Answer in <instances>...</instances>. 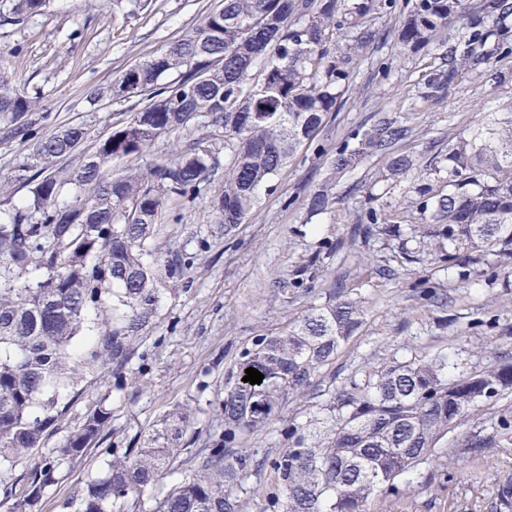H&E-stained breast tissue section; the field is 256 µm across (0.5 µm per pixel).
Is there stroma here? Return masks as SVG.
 Here are the masks:
<instances>
[{"instance_id":"stroma-1","label":"stroma","mask_w":512,"mask_h":512,"mask_svg":"<svg viewBox=\"0 0 512 512\" xmlns=\"http://www.w3.org/2000/svg\"><path fill=\"white\" fill-rule=\"evenodd\" d=\"M220 0H52L39 16L11 24L9 0H0V68L17 88L38 94L31 119L38 134L65 123L90 130L81 151L67 161L77 167L84 152L113 124L132 111L131 101L104 97L89 105L86 93L109 88L123 71L165 49L197 26ZM446 47L431 45L416 55L401 53L393 41L375 46L355 69L349 91L319 135L258 195L249 219L229 236L211 234L206 205L215 186L195 201L175 205L179 223H166L161 244H189L196 256L189 285L166 292L155 327L142 348L149 366L137 384L113 392L112 419L104 443L85 451L45 494L41 512H62V501L82 490L104 469V448L126 447L175 409L190 407L194 441L163 479L180 481L197 468L217 422L211 404L224 395V371L252 336L276 332L310 305L324 304L338 289L362 297L366 319L342 344L335 359L321 368V387L352 370L385 359L432 358L454 353L460 368L475 370L512 362V287L505 279L477 277L466 287L450 280L428 258L405 266L381 239L356 238L352 229L366 209L368 195L395 219L411 212L416 198L412 180L380 182L379 156L363 158L337 176L331 212L307 218L302 199L330 172V155L354 132L369 130L379 118L410 130L399 150L409 154L432 183L446 177L448 142L478 126L487 113L512 102V57L477 72H465L441 97L419 95L426 75L444 67ZM206 248H199V241ZM339 249L329 257L328 243ZM436 283L448 296L446 306L425 300L422 280ZM108 385L105 374L88 375L83 394H60L71 407L58 429L43 439L44 449L61 447L88 408ZM315 399L287 401L281 413L248 440L251 448L276 450L290 419L305 418ZM512 417V394L494 408L476 412L443 439L431 462L401 481L397 503L373 501L371 512H512V444L471 455L462 443L470 434L495 433L500 416Z\"/></svg>"}]
</instances>
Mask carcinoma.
Wrapping results in <instances>:
<instances>
[{
    "instance_id": "1",
    "label": "carcinoma",
    "mask_w": 512,
    "mask_h": 512,
    "mask_svg": "<svg viewBox=\"0 0 512 512\" xmlns=\"http://www.w3.org/2000/svg\"><path fill=\"white\" fill-rule=\"evenodd\" d=\"M17 21L42 14L50 0H11ZM397 0H221L192 30L127 68L112 84L117 99L143 106L112 127L70 171L63 161L89 129L66 124L42 136L15 180L26 199L0 222V482L12 512H40L47 490L86 449L98 445L112 412L106 390L70 431L61 448L39 453L45 432L70 404L59 391L106 370L125 389L162 295L187 287L193 264L186 249L156 252L171 202H191L214 173L212 145L196 141L145 167L111 175L114 160H137L161 137L203 117L224 135V184L209 201L212 223L228 235L250 216L258 190L313 138L348 90L356 62L380 39L377 19ZM399 11V10H397ZM512 0H406L395 45L413 53L446 37L448 65L429 73L424 97L443 92L464 71H479L512 55ZM262 65L259 78L252 69ZM176 75L172 83L162 79ZM37 100L0 70L4 138L31 135L26 116ZM407 129L389 119L351 135L331 157L332 175L349 171L367 153L386 158L382 177L408 173L413 159L395 148ZM448 178L436 191L417 188L416 217L399 225L374 207L353 235L396 242L397 259L433 263L463 284L486 260L497 276L512 259V102L479 127L448 143ZM71 200L62 202L65 185ZM335 204L324 183L303 200L311 216ZM362 301L346 297L312 305L276 334L261 333L239 349L224 371V397L215 402L220 431L209 436L202 464L162 496L153 490L184 451L190 412L176 409L137 445L106 449L104 472L62 503L70 512H250L249 481L267 471L272 484L260 512H369L375 498L400 493L398 480L433 459L441 439L469 415L512 392V362L462 372L453 355L382 361L361 367L324 393L318 410L293 419L276 451L246 448L290 398L310 395L320 369L361 327ZM249 367L262 383L242 381ZM512 440L503 417L496 435L470 436L467 448ZM37 455L18 476L17 462Z\"/></svg>"
}]
</instances>
